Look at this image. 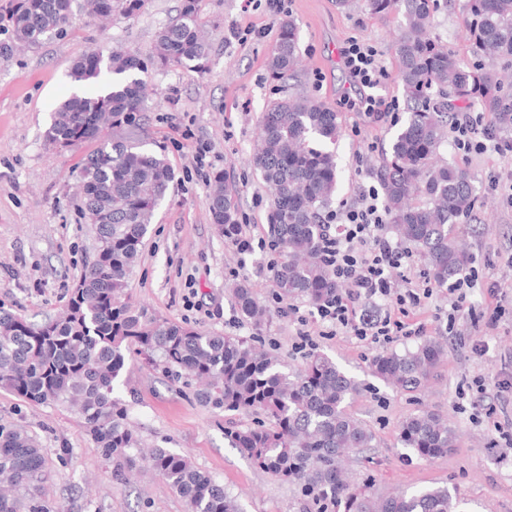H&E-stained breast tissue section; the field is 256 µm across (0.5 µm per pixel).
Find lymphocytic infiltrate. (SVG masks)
I'll return each mask as SVG.
<instances>
[{
  "label": "lymphocytic infiltrate",
  "instance_id": "1",
  "mask_svg": "<svg viewBox=\"0 0 512 512\" xmlns=\"http://www.w3.org/2000/svg\"><path fill=\"white\" fill-rule=\"evenodd\" d=\"M350 88V110L368 116L397 117L399 102L379 95L388 71L370 43L348 40L341 49ZM454 150L462 157L495 151L505 156L512 152V142L498 138L491 117L480 112L455 113L449 127ZM386 210L374 185H360L354 203L328 212L322 260L342 289L336 295L302 311L288 305L286 315L297 324L292 348L298 353L313 350L316 342L310 324L326 327L329 335L347 334L365 344H389L402 337L420 335V328L410 327L408 317L424 306L434 293L423 275L412 276L409 288L395 292L391 270H410L411 255L381 232Z\"/></svg>",
  "mask_w": 512,
  "mask_h": 512
}]
</instances>
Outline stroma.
Segmentation results:
<instances>
[{"label":"stroma","instance_id":"1","mask_svg":"<svg viewBox=\"0 0 512 512\" xmlns=\"http://www.w3.org/2000/svg\"><path fill=\"white\" fill-rule=\"evenodd\" d=\"M182 0H148L134 18L114 14L102 25L79 15L70 32L39 47L0 53V306L27 321L41 323L64 309L86 265L94 258V234L80 214V169L95 148L86 141L57 151L44 133L56 107L71 96V63L99 46H121L149 53L159 28L179 13ZM286 16L299 27L301 61L292 75L272 79L269 49L282 17L270 13L266 0H203L200 23L211 43L207 70L152 71V93L135 126L118 137L164 156L174 170L166 197L145 237L127 292L144 319L189 324L205 331L249 340L291 368L303 367L306 355L292 342L297 326L277 301L266 216L270 200L249 159L259 121L269 102L305 95L341 115L343 137L337 147L341 180L337 200L351 198L360 183L377 175V161L390 148L397 127L345 110L341 96L348 75L339 50L356 37L373 43L389 79L381 93L405 101L394 39L403 18L372 15L363 0L343 11L336 0H290ZM264 29L265 37L241 43L232 27ZM468 16L462 0H438L434 32L458 55L472 51L465 37ZM360 125L361 136L351 128ZM207 149L208 166L197 174L194 157ZM441 162L466 168L475 178L487 207L467 234L480 276L471 300L475 312H497L495 329L475 324L474 314L448 318V303L436 295L416 319L425 334L446 341L448 353L434 379L421 393H406L370 373L372 359L384 346L368 345L346 335L320 337L317 352L331 357L361 384L347 401L349 413L375 436L372 447L352 454L346 463L353 486H370L375 496L445 486L458 490L470 512H512V453L497 445L494 423L512 424V397H496L493 418L470 408L461 388L473 378L495 381L512 376V208L489 182L512 169V156L493 152L462 158L452 144L439 152ZM222 173L239 190V221L251 225L260 248L238 255L219 235L208 210L209 179ZM247 281L258 303L268 310L254 326L238 311L235 283ZM499 282L502 298L486 285ZM115 393L126 404L143 447L159 446L186 455L213 474L235 496L243 512H308L298 486L252 465L224 436L225 429L252 426L251 412H225L198 396L195 386L153 368L143 357L129 360ZM429 409L447 415L458 440L448 455L427 460L408 456L397 441L400 422ZM0 424L21 428L44 448L46 490L60 512H185L182 499L162 478L141 468L123 484L101 455L81 419L62 405L33 406L0 387Z\"/></svg>","mask_w":512,"mask_h":512}]
</instances>
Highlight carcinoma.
Segmentation results:
<instances>
[{"mask_svg":"<svg viewBox=\"0 0 512 512\" xmlns=\"http://www.w3.org/2000/svg\"><path fill=\"white\" fill-rule=\"evenodd\" d=\"M435 0H365L371 14L395 12L403 22L396 36L399 76L408 115L391 149L381 158V188L388 223L419 251L439 287L465 272L471 257L461 242L463 222L478 202L475 181L463 168L440 165L448 113L455 102L478 103L497 128L512 131V0H466L467 39L475 60L461 58L433 34ZM202 0H183L179 16L164 24L147 56L132 50L95 49L76 60L71 81L84 88L53 113L46 142L68 149L88 140L97 148L82 163V219L95 232V259L79 282L64 315L41 325L0 306V387L36 405L67 404L77 410L112 476L148 464L179 494L185 512H242L238 501L209 472L167 448L144 455L128 424L115 384L129 354L136 352L165 370L178 368L202 380V397L227 412L260 410L272 420L227 432L232 445L259 469L300 485L304 496L329 501L341 512H460L446 486L376 498L351 491L342 459L372 446L373 433L346 411L360 383L329 357L313 353L293 371L277 356L242 339L170 322H143L126 294L127 280L143 240L164 199L173 171L168 162L128 140L109 138L105 125H128L145 110L142 75L160 68L205 70L210 44L199 22ZM147 0H7L0 24L15 43L33 48L68 33L73 19L139 15ZM298 26L280 23L269 54L279 79L298 62ZM342 136L339 113L305 96L271 102L261 115L251 158L272 193L268 236L280 260L273 279L279 296L317 305L339 288L321 259L320 215L340 179L335 145ZM209 195L212 223L225 237L238 226V189L218 174ZM233 295L240 314L259 322L265 311L247 284ZM447 355L429 337L413 348L390 350L370 364L372 376L405 392H417ZM398 442L424 459L442 457L456 445V432L430 411L406 417ZM45 453L18 428L0 426V512H54L42 498Z\"/></svg>","mask_w":512,"mask_h":512,"instance_id":"cac0c4a2","label":"carcinoma"}]
</instances>
